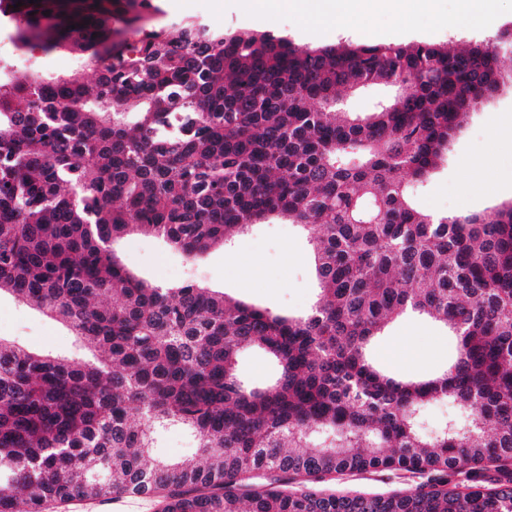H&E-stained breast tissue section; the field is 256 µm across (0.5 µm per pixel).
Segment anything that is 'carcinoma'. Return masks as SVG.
Listing matches in <instances>:
<instances>
[{
  "mask_svg": "<svg viewBox=\"0 0 512 512\" xmlns=\"http://www.w3.org/2000/svg\"><path fill=\"white\" fill-rule=\"evenodd\" d=\"M151 9L0 0L19 47L88 52L96 72L0 80V292L93 352L72 362L0 338V512L20 493L27 512L124 494L162 512H512V202L439 216L409 191L499 89L512 31L310 47L192 20L146 32ZM116 21L134 38L112 39ZM374 85L394 96L341 107ZM272 219L319 227L301 317L139 280L115 248L148 233L197 259ZM407 315L455 337L445 369L401 380L375 364L372 342ZM246 347L277 364L274 383L245 387ZM444 401L455 416L427 431ZM167 425L205 462L158 459ZM368 470L427 482L316 487Z\"/></svg>",
  "mask_w": 512,
  "mask_h": 512,
  "instance_id": "cac0c4a2",
  "label": "carcinoma"
}]
</instances>
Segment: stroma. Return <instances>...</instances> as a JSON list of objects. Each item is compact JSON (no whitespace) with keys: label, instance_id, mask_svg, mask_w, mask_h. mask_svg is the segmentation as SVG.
Returning a JSON list of instances; mask_svg holds the SVG:
<instances>
[{"label":"stroma","instance_id":"stroma-1","mask_svg":"<svg viewBox=\"0 0 512 512\" xmlns=\"http://www.w3.org/2000/svg\"><path fill=\"white\" fill-rule=\"evenodd\" d=\"M157 11L147 28H160L169 20L193 17L233 33L248 30L285 36L305 46L341 41L386 44L486 42L500 30L512 27V0H495L489 13L458 19L457 0H436L432 12L418 15L414 24L400 27L384 5L369 8L354 29L329 27L321 0H296L292 8L250 12L242 0H153ZM0 66L9 70L32 67L44 75L94 71L84 56L65 48L50 52L17 48L13 28L0 20ZM486 157L490 166L469 169V159ZM512 199V86L502 87L470 113L455 135L448 156L429 179L413 191L418 209L429 214L482 213ZM315 227L276 223L254 225L239 236L232 248L215 247L192 260L171 248L161 237L134 235L120 249L129 267L152 283H167L170 269L183 268L187 282H203L227 295L274 311L301 315L316 300L317 282L309 240ZM0 337L34 352L70 359L89 358V351L60 323L19 304L10 294L0 295ZM456 353V343L446 331L417 316L392 324L372 345L374 359L399 377H421L444 368ZM419 474L373 471L326 478V491L387 494L424 483ZM42 512H160L157 498L126 496L109 501L81 500L46 504Z\"/></svg>","mask_w":512,"mask_h":512}]
</instances>
